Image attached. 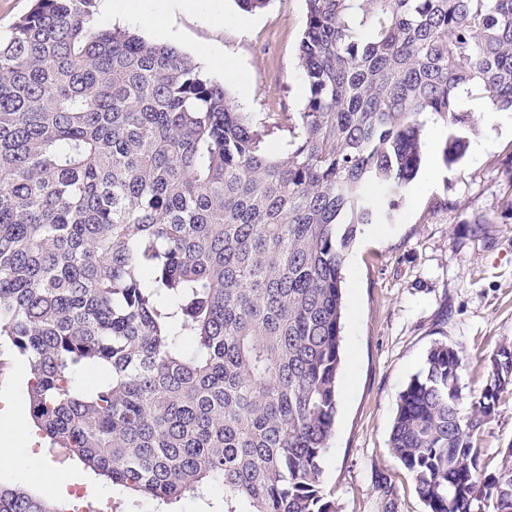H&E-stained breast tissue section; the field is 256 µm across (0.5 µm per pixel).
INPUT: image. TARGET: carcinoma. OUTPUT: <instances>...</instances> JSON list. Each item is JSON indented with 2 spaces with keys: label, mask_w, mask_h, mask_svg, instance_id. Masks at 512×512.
Returning a JSON list of instances; mask_svg holds the SVG:
<instances>
[{
  "label": "carcinoma",
  "mask_w": 512,
  "mask_h": 512,
  "mask_svg": "<svg viewBox=\"0 0 512 512\" xmlns=\"http://www.w3.org/2000/svg\"><path fill=\"white\" fill-rule=\"evenodd\" d=\"M308 88L288 150L176 47L93 23L97 0H36L0 38V349L29 369L51 448L172 505L338 512L343 266L390 218L435 116L512 112V0H305ZM466 141L450 136L447 163ZM461 351L427 352L389 438L426 512H512L474 436L512 396V343L459 409ZM0 512H60L0 485Z\"/></svg>",
  "instance_id": "1"
}]
</instances>
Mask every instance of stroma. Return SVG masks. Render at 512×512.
<instances>
[{"label":"stroma","instance_id":"obj_1","mask_svg":"<svg viewBox=\"0 0 512 512\" xmlns=\"http://www.w3.org/2000/svg\"><path fill=\"white\" fill-rule=\"evenodd\" d=\"M209 13L171 11L166 27L141 29L145 39L193 58L210 50L230 61L217 72L233 106L267 128L273 154L287 148L288 114L302 111L305 78L298 45L305 0H269L252 13L218 0ZM474 113L462 158L444 149L454 129L429 121L417 177L386 224L362 227L347 254L337 385L336 429L322 463V488L340 512H425L412 479L389 449V434L410 378L438 342L464 356L460 409L470 413L483 367L512 342V112ZM481 463L494 473L500 449L512 446V398L475 436Z\"/></svg>","mask_w":512,"mask_h":512}]
</instances>
